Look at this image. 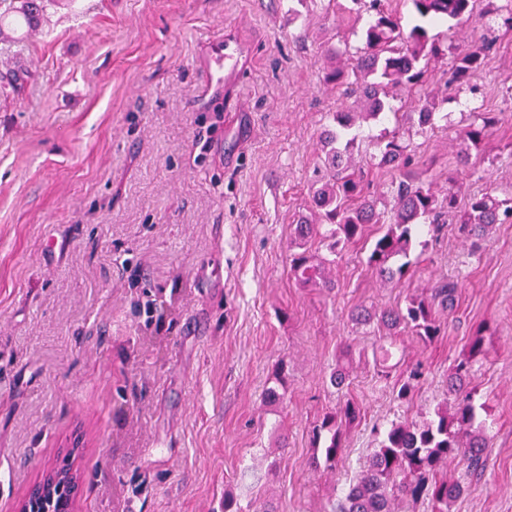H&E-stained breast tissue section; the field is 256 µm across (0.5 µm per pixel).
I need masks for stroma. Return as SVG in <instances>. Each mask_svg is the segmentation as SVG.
Listing matches in <instances>:
<instances>
[{
  "instance_id": "35a3bbf8",
  "label": "stroma",
  "mask_w": 512,
  "mask_h": 512,
  "mask_svg": "<svg viewBox=\"0 0 512 512\" xmlns=\"http://www.w3.org/2000/svg\"><path fill=\"white\" fill-rule=\"evenodd\" d=\"M480 0L428 71L445 128L411 132L412 169L436 192L512 197V15ZM365 11L322 0H61L40 31L0 37V512L46 471L77 468L72 512H332L391 421L448 397L476 333L487 470L448 512H512V224L480 241L447 225L415 244L413 273L385 285L355 250L336 286L300 287L289 226L310 203L320 135L355 98L324 87L334 49L356 50ZM234 33L242 78L206 91L208 47ZM494 40L468 83L461 48ZM498 117L475 165L456 136L470 109ZM459 284L438 340L399 336L389 379L360 304L393 307ZM170 305L162 321L149 307ZM351 350L346 391L362 408L335 470L311 467L312 429L337 406L330 376ZM422 364L408 403L394 379ZM283 381H276L277 368ZM281 399L266 402L268 388Z\"/></svg>"
}]
</instances>
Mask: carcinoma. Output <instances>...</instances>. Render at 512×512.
<instances>
[{
    "label": "carcinoma",
    "instance_id": "1",
    "mask_svg": "<svg viewBox=\"0 0 512 512\" xmlns=\"http://www.w3.org/2000/svg\"><path fill=\"white\" fill-rule=\"evenodd\" d=\"M55 2L0 0V27L9 20L33 31L47 6ZM352 2L373 12V22L364 29L362 46L354 54L346 49L333 51L341 63L326 73L324 84L356 97L362 111L333 114L334 127L322 137L326 151L315 169L309 214L293 225L289 246L299 253L292 257L290 271L305 288L335 287L333 261L313 251L316 244L334 255L367 241L370 247L364 264L368 271L383 283L398 284L410 273L408 256L423 227L438 232L444 225L442 219L450 216L460 235L479 240L494 225L512 223V197L501 200L490 192L477 193L461 205L458 181L448 180V193L440 196L411 177V156L398 125L384 133L378 143L380 164L395 174V181L387 187L394 199L393 208L378 210L376 199L364 192V169L353 157L359 145L356 137L349 136L357 123L386 116L391 89L419 94L426 91L427 69L420 66V60L441 52L439 38L429 33L426 24L442 20L451 30L473 15L477 0H411L420 22L406 33L385 0ZM491 47L492 42L483 39L462 49L450 82L461 84L480 70ZM435 110L433 103L421 108L418 126L436 128ZM495 124L496 118L490 113L476 112L474 121L459 132L458 157L463 166L480 158ZM457 301L458 284L439 281L410 296L403 307L360 305L351 311V319L361 326H375L388 336L408 330L430 343L440 334L437 315L453 310ZM422 376V371L414 369L399 379L394 385L397 400H411ZM471 383L468 360L463 359L448 372V394L454 396L453 403L438 405L432 416L419 422L391 423L381 434L366 469L349 484L334 512H396L395 504L402 500H427L432 512H448V504L464 492L461 484L451 483L442 475L448 461L458 460L473 477L482 476L486 470L489 437L478 421ZM360 417L361 408L350 400L324 414L312 430V444L318 453L314 464L336 467L344 451L345 434Z\"/></svg>",
    "mask_w": 512,
    "mask_h": 512
}]
</instances>
